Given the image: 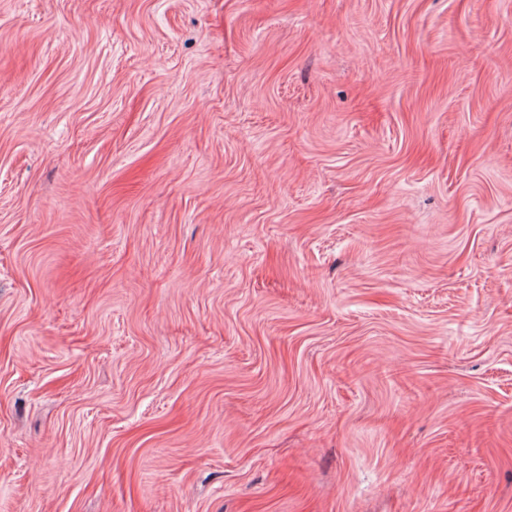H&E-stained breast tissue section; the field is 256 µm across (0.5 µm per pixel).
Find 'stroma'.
<instances>
[{
  "instance_id": "35a3bbf8",
  "label": "stroma",
  "mask_w": 512,
  "mask_h": 512,
  "mask_svg": "<svg viewBox=\"0 0 512 512\" xmlns=\"http://www.w3.org/2000/svg\"><path fill=\"white\" fill-rule=\"evenodd\" d=\"M0 512H512V0H0Z\"/></svg>"
}]
</instances>
